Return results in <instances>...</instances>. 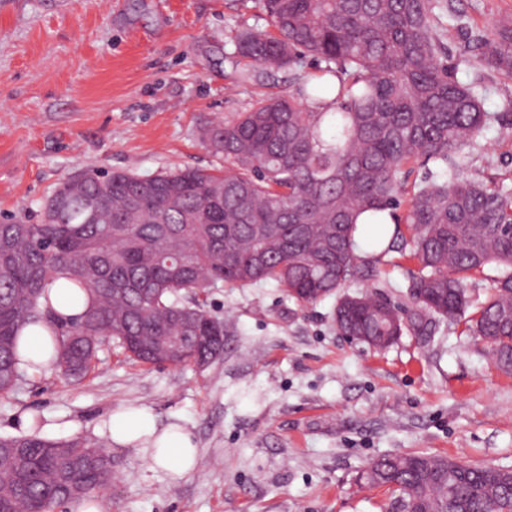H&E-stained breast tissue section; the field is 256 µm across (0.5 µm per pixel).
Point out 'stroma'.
<instances>
[{
	"mask_svg": "<svg viewBox=\"0 0 512 512\" xmlns=\"http://www.w3.org/2000/svg\"><path fill=\"white\" fill-rule=\"evenodd\" d=\"M454 77L481 78L495 114L469 175L512 187V79L480 63V41L512 16V0H448ZM266 29L257 0H0V213L34 217L60 183L93 165L150 175L223 166L202 127L288 93V71L244 83L240 27ZM415 262L382 256L349 293L409 307ZM335 298L313 304L275 282L214 288L224 353L207 366L149 365L103 344L92 371L48 370L0 396V436L104 443L111 412L152 407L194 434L195 472L172 481L129 448H112L111 512H391L382 487L359 483L383 455L427 453L512 468V371L461 322L432 335L404 331L376 350L340 335ZM54 422L45 431L41 422Z\"/></svg>",
	"mask_w": 512,
	"mask_h": 512,
	"instance_id": "1",
	"label": "stroma"
}]
</instances>
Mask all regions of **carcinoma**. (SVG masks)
Returning <instances> with one entry per match:
<instances>
[{"label":"carcinoma","mask_w":512,"mask_h":512,"mask_svg":"<svg viewBox=\"0 0 512 512\" xmlns=\"http://www.w3.org/2000/svg\"><path fill=\"white\" fill-rule=\"evenodd\" d=\"M269 29L241 27L234 54L244 82L294 69L312 56L336 86L299 78L236 118L207 126L203 140L223 169H165L150 176L81 169L46 196L38 220H0V396L24 374L18 338L30 324L51 330V368L79 379L103 339L151 364H207L224 352V320L202 281L245 287L272 280L285 295L316 302L373 275L357 253V218L389 212L391 234L374 244L418 265L403 309L380 294H343L340 334L374 348L434 317L470 306L466 277L503 269L495 294L469 319L499 364L512 368V191L468 175L465 154L495 119L481 80H455L446 57L452 29L443 0H260ZM485 63L512 77V19L485 43ZM335 91L320 111L309 103ZM433 172L415 185L401 227L394 209L413 164ZM86 298L78 317L49 306L56 283ZM108 451L82 438L0 437V512H55L102 489ZM360 479L385 486L392 512H512V470L459 465L441 456L385 455Z\"/></svg>","instance_id":"1"}]
</instances>
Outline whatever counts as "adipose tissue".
Wrapping results in <instances>:
<instances>
[{
	"label": "adipose tissue",
	"instance_id": "adipose-tissue-1",
	"mask_svg": "<svg viewBox=\"0 0 512 512\" xmlns=\"http://www.w3.org/2000/svg\"><path fill=\"white\" fill-rule=\"evenodd\" d=\"M113 445L134 449L147 462L165 469L172 480L191 474L198 462L192 431L182 423H160L148 406L123 407L113 411L105 424Z\"/></svg>",
	"mask_w": 512,
	"mask_h": 512
}]
</instances>
